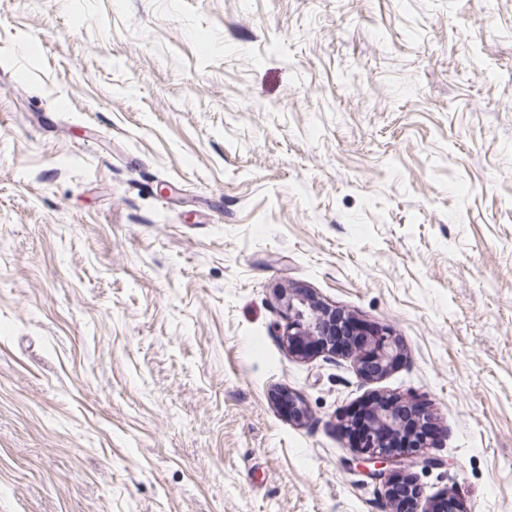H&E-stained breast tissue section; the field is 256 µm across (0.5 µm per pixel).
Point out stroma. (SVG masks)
Instances as JSON below:
<instances>
[{"label": "stroma", "mask_w": 512, "mask_h": 512, "mask_svg": "<svg viewBox=\"0 0 512 512\" xmlns=\"http://www.w3.org/2000/svg\"><path fill=\"white\" fill-rule=\"evenodd\" d=\"M377 396L512 512V0H0V512H382ZM280 298L289 315L286 342L291 353L309 357L354 350L361 354L360 371L369 378L387 374L400 361V343L388 332L377 330L368 343L342 349L336 341L353 329L352 318L346 316L349 314L324 305L298 288L281 289Z\"/></svg>", "instance_id": "stroma-1"}]
</instances>
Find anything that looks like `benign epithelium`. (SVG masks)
<instances>
[{"mask_svg":"<svg viewBox=\"0 0 512 512\" xmlns=\"http://www.w3.org/2000/svg\"><path fill=\"white\" fill-rule=\"evenodd\" d=\"M280 298L289 315L286 342L291 353L309 357L354 350L361 354L360 371L369 378L387 374L400 361L402 349L391 334L377 330L369 342L342 349L337 340L353 329L352 318L344 311L328 307L298 288L282 289ZM279 398L288 409L290 418L301 421L306 417L303 401L298 395L282 392ZM408 429L409 423L401 408L383 405L372 409L370 427L357 444V454L351 460L353 468L385 488V512H396L391 488L398 481L397 470L407 467L426 470L439 465L438 459L421 452L439 439L437 432L417 436L408 452L397 451L396 443ZM442 505L446 512H461L459 502L448 495L433 500L423 512H441Z\"/></svg>","mask_w":512,"mask_h":512,"instance_id":"7a95c632","label":"benign epithelium"}]
</instances>
